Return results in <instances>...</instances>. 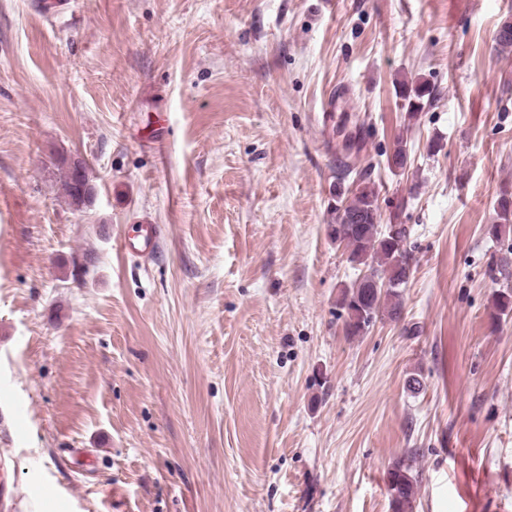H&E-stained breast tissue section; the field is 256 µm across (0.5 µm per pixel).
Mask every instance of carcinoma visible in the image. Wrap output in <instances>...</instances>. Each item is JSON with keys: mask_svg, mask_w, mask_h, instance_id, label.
Listing matches in <instances>:
<instances>
[{"mask_svg": "<svg viewBox=\"0 0 512 512\" xmlns=\"http://www.w3.org/2000/svg\"><path fill=\"white\" fill-rule=\"evenodd\" d=\"M429 90L415 85L405 93L407 110L416 112L424 107ZM63 194L76 206L87 199L90 186L87 170L77 174L78 165L61 162ZM353 169L347 159L336 164V206L334 223L329 225L331 237L344 247L347 260L365 268V273L341 291L338 305L343 310L347 336H360L378 315L397 321L402 315L401 288L412 274L413 256L407 248L408 229L403 224L390 223L380 227L377 196L366 172L351 177ZM497 214L503 223L489 230L491 239L507 234L506 224L512 222V191L502 190L497 199ZM487 275L494 281L512 276V248L497 256L488 266ZM512 313V287L506 286L493 294L490 317L498 322ZM411 465L396 462L388 472L392 512H409L415 499V480Z\"/></svg>", "mask_w": 512, "mask_h": 512, "instance_id": "cac0c4a2", "label": "carcinoma"}]
</instances>
